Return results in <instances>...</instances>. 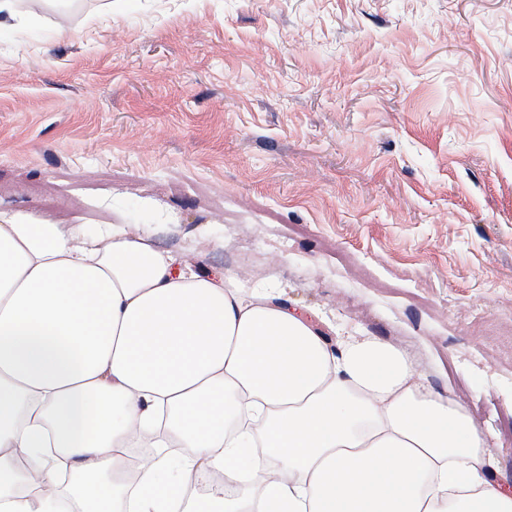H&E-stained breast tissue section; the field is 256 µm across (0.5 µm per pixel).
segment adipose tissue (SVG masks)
<instances>
[{
    "mask_svg": "<svg viewBox=\"0 0 512 512\" xmlns=\"http://www.w3.org/2000/svg\"><path fill=\"white\" fill-rule=\"evenodd\" d=\"M485 446L390 343L116 224L0 216V512H512Z\"/></svg>",
    "mask_w": 512,
    "mask_h": 512,
    "instance_id": "1",
    "label": "adipose tissue"
}]
</instances>
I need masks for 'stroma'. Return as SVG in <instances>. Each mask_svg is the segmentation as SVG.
Wrapping results in <instances>:
<instances>
[{"instance_id":"obj_1","label":"stroma","mask_w":512,"mask_h":512,"mask_svg":"<svg viewBox=\"0 0 512 512\" xmlns=\"http://www.w3.org/2000/svg\"><path fill=\"white\" fill-rule=\"evenodd\" d=\"M17 9L0 214L124 224L405 348L512 486V0Z\"/></svg>"}]
</instances>
